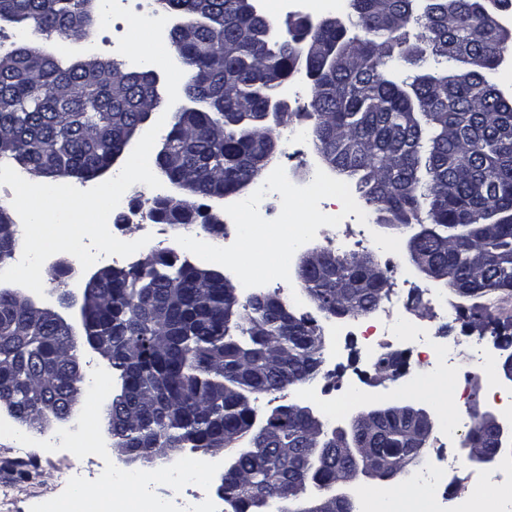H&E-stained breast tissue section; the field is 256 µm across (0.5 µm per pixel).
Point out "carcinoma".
<instances>
[{
    "label": "carcinoma",
    "instance_id": "1",
    "mask_svg": "<svg viewBox=\"0 0 512 512\" xmlns=\"http://www.w3.org/2000/svg\"><path fill=\"white\" fill-rule=\"evenodd\" d=\"M162 12L190 25L170 31L188 78L181 93L192 109L175 112L157 94L154 70L66 65L42 46L24 43L0 54V158L24 163L31 178L92 179L112 168L144 109L170 113L165 153L156 156L174 188L147 207L158 224H181L201 199L237 194L261 178L279 152V132L291 113L268 108L304 53L300 39L331 46L340 66L308 63L309 116L315 151L330 171L356 179L378 223L412 229L411 262L443 272L454 294L482 299L512 293V84L500 57L512 41L483 13L512 12V0H346L340 23L314 32L297 18L288 42L272 37L274 21L251 0H157ZM95 20L92 0H0V23L23 24L39 35L80 40ZM410 65L425 56L481 68L399 79L385 66L394 55ZM21 232L0 205V265L13 258ZM368 255L338 254L332 270H295L305 291L328 312L358 317L377 309L387 277ZM212 269L187 267L169 250L154 263L117 274L107 267L86 283L96 293L85 313L87 339L106 341L105 366L121 390L107 409L112 444L127 461L152 464L184 448L230 452L224 502L245 512L280 484L301 494L329 491L347 460L336 431L320 437L319 463L307 456V423L274 408L265 438L254 431L252 395L280 393L315 380L322 347L306 323L286 325V303L266 292L228 303ZM70 324L43 318L0 292V397L16 396L10 417L42 425L66 415L82 394L81 352ZM473 412L464 441L495 447ZM249 439L250 447L238 449ZM357 448L402 449L415 463L427 438L412 420L383 410L374 428L351 424ZM288 452H283V449Z\"/></svg>",
    "mask_w": 512,
    "mask_h": 512
}]
</instances>
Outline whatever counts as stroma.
<instances>
[{"label": "stroma", "mask_w": 512, "mask_h": 512, "mask_svg": "<svg viewBox=\"0 0 512 512\" xmlns=\"http://www.w3.org/2000/svg\"><path fill=\"white\" fill-rule=\"evenodd\" d=\"M96 11L99 19L89 38L82 42L68 41L65 59H75L90 49L101 57L126 64L131 58L156 52L157 46L150 31L136 23L133 5H126L116 12L112 9V0H97ZM282 92L288 101L289 111L294 114L287 126L292 141L282 144L279 159L265 170L261 178L262 189L253 188L242 195L225 198L220 204L222 213L257 202L272 209L277 208L279 190L274 185L275 180L302 183L311 173L324 169L313 150L310 136L314 120L307 115L311 98L308 81L290 79L284 84ZM345 185L351 195V207L344 215L343 236L331 243L319 235L311 237L299 244V251L328 247L336 253L356 251L370 255L385 271L389 288L398 290L401 297L407 298L415 321L430 326L437 341L453 344L467 337L480 341L487 350L492 351L487 368L476 372L469 380V399H460L452 393L439 398L428 386L405 393L399 390L394 379L377 372L376 357L364 345L357 329L362 324L383 323L388 301H381L378 309L360 317L329 320L308 300L297 279L292 278L288 283L278 285L267 279L260 264L249 263L241 267L228 265L220 255L212 260L211 265L222 269L235 285L247 284L254 290L277 293L296 314L308 317L321 327L325 336L322 377L309 387L299 385L280 393L258 396L254 402L258 415L270 413L281 404L307 401L327 427L332 429L347 425L359 411L373 406L412 404L430 413L439 405L447 408L448 418L454 423L453 428L445 431L441 426H434L420 461L388 482L396 497L407 503L412 498L415 483L439 475L442 460L462 457L460 435L470 428L473 409H482L491 403L490 387L503 386L500 372L502 356L495 353L494 342L496 334L512 335V296L500 295L490 301L484 299L475 307L459 299L443 285L426 280L409 260L406 234L377 223L374 215L367 213L355 180H346ZM202 230V225L198 223L184 227L155 224L140 221L135 215L129 216L127 223L112 227L113 235L120 240L132 242L145 237L149 240V248L157 251L172 249L186 259L192 258L190 243ZM81 356L85 382L83 396L73 418L62 424L54 422L26 431L31 454L38 461L37 468L32 470L28 465L16 462L12 440L0 437V477L8 476L11 482L9 498L0 505L5 512H33L37 502L56 498L63 490L61 474L67 470L94 481L104 502L129 493L128 488L110 483L106 476L107 470L126 467L125 462L113 452L105 426L106 407L119 388L118 380L116 376L108 374L101 358L90 348H83ZM349 383L361 387L362 396L349 402L342 414L329 412L325 407L326 400L336 397L339 388ZM311 387L320 391V398L309 397L307 390ZM82 429L87 430L89 437L96 441L95 453L78 456L65 447V438ZM186 458L200 459L205 463L201 481L190 486V493L209 497L216 512H230L228 505L216 492L219 476L224 469V455H204L185 448L179 452L177 459L167 460L166 465L174 467L176 460ZM466 471L473 475V482L451 480L450 491L453 495L466 496L475 487L492 488L496 491L495 501L503 503L506 512H512V479L497 480L490 476L488 470L471 464L467 465Z\"/></svg>", "instance_id": "obj_1"}]
</instances>
